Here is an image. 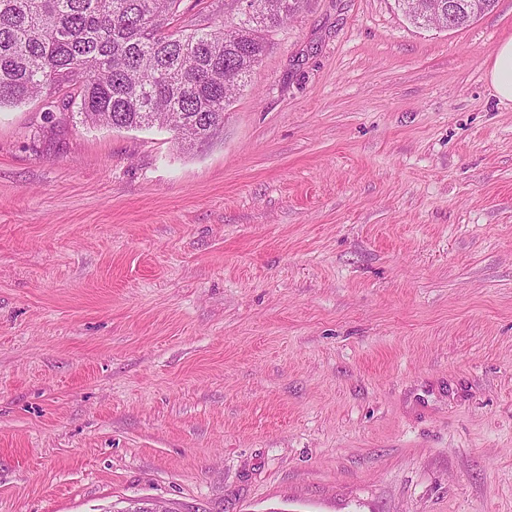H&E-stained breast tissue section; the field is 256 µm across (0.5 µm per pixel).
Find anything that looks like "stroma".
Wrapping results in <instances>:
<instances>
[{
  "mask_svg": "<svg viewBox=\"0 0 512 512\" xmlns=\"http://www.w3.org/2000/svg\"><path fill=\"white\" fill-rule=\"evenodd\" d=\"M512 0H305L203 144L0 109V512H512ZM398 6L403 10L402 8V3H401V0H398ZM435 1H429V0H424V1H420V7H421V10L423 12L422 14V19L416 15H411V14H408L406 12H404L406 18L408 19V21L410 22V24H412L413 26H415L416 28H422V29H429V28H438V29H447V26H448V30L449 29H454L456 24H455V18H456V11H457V8L458 6H465L466 7V11L470 14V15H473V14H477L480 12V7H481V3L479 0H472L470 2H458L456 0H443L444 4L446 5V11L441 14V16H439V18H437V23H432L431 19H432V16L435 15L434 13V9H435ZM470 15H467L466 12H461V14L459 15V17H457V27L460 28V27H466L467 25H469L470 22H472L473 20H471V17ZM429 16V20H426L425 18H427ZM487 77L501 100L512 101V38L498 47Z\"/></svg>",
  "mask_w": 512,
  "mask_h": 512,
  "instance_id": "stroma-1",
  "label": "stroma"
}]
</instances>
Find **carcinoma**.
I'll list each match as a JSON object with an SVG mask.
<instances>
[{
  "label": "carcinoma",
  "mask_w": 512,
  "mask_h": 512,
  "mask_svg": "<svg viewBox=\"0 0 512 512\" xmlns=\"http://www.w3.org/2000/svg\"><path fill=\"white\" fill-rule=\"evenodd\" d=\"M239 20L178 23L181 0H0V108L47 97L92 126H159L205 143L303 0H251ZM413 26L445 29L432 0Z\"/></svg>",
  "instance_id": "cac0c4a2"
}]
</instances>
